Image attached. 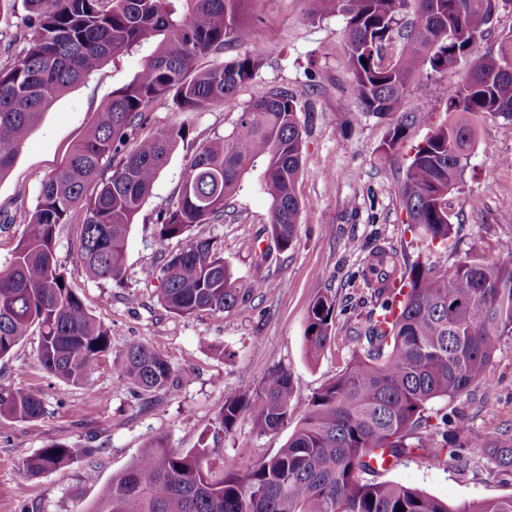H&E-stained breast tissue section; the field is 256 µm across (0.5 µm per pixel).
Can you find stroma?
<instances>
[{
    "label": "stroma",
    "mask_w": 512,
    "mask_h": 512,
    "mask_svg": "<svg viewBox=\"0 0 512 512\" xmlns=\"http://www.w3.org/2000/svg\"><path fill=\"white\" fill-rule=\"evenodd\" d=\"M307 0H251L231 60L260 51L264 64L234 99L194 114L193 128L179 142L144 203L127 242L122 283L97 280L77 264L82 213H74L57 239V258L68 283L88 312L112 336V352L93 376L94 396L84 388L46 373L36 358L37 335H29L10 356L0 359V384L36 393L44 405L32 422L0 419V512H92L112 476L125 469L153 437H166L179 449L207 447L213 474L231 461H257L275 455L292 432L283 427L258 433L241 419L232 433L219 432L217 416L226 398L245 386H258L268 370L281 367L294 382L293 408L303 414L312 394L336 377L364 342L358 334L375 304L360 271L381 245L399 259L416 260L420 250L406 225L400 179L415 148L448 119L449 81L466 76L459 62L452 76L421 67L401 103L418 113L395 153H386L394 116L364 112L346 65L345 20L329 14L310 19ZM25 0H0V68L27 48ZM143 54L105 64L45 112L9 174L0 180V217L33 209L42 182L67 156L114 89L139 70ZM288 89L297 101L303 130L301 174L296 193L301 209L293 246L279 250L269 232V202L256 175L247 176L226 208L223 221L194 226L197 238H213L235 277L256 284L250 299L221 314L178 316L157 298L151 272L159 264L154 244L156 217L177 199L187 164L213 134L229 133L254 97L271 87ZM512 121L489 116L480 124L465 162L463 180L449 195L452 213L463 216L447 246L434 249L431 262L449 265L472 258L495 259L502 242L512 240ZM336 298L335 336L318 360H310L305 327L318 295ZM148 343L164 354L175 382L150 402L134 398L118 379L126 346ZM492 388L476 387L448 400L436 399L426 413L434 419L455 412L475 431L512 437V340L501 344L490 367ZM94 449L78 462L31 477L22 460L51 443ZM95 479H88V468ZM379 482L417 488L451 503L512 494V472L484 449H469L465 461L448 466L418 451L375 473Z\"/></svg>",
    "instance_id": "stroma-1"
}]
</instances>
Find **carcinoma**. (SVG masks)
Masks as SVG:
<instances>
[{"label": "carcinoma", "instance_id": "1", "mask_svg": "<svg viewBox=\"0 0 512 512\" xmlns=\"http://www.w3.org/2000/svg\"><path fill=\"white\" fill-rule=\"evenodd\" d=\"M27 0L32 32L24 54L0 68V180L10 172L44 111L106 62L146 46L152 48L134 77L112 91L66 161L42 183L33 211L9 264L0 269V359L39 331L37 360L46 372L86 386L112 353L107 328L87 312L69 287L56 257L60 226L84 214L78 261L92 278L123 280L132 224L190 126L182 123L148 137L136 136L145 112L169 98L184 112L230 100L254 78L260 55L246 51L227 63L204 67L202 58L233 46L250 0ZM309 15L344 17L347 65L366 112L386 115L406 95L409 82L427 65L451 73L460 58L464 81L448 85L447 123L416 147L406 166L400 199L408 228L421 248L447 244L454 232L449 192L458 188L463 160L485 116L512 120V31L497 49L478 41L512 0H415L405 26V44L394 59L393 40L410 0H309ZM467 54H462L465 47ZM295 97L270 88L240 113L232 131L200 146L182 177L178 199L157 215L155 243L164 253L152 276L158 300L169 312L188 316L222 313L247 301L257 286H245L211 239H190L197 224L224 218V207L243 177L258 172L270 202V234L282 251L297 237L303 132ZM417 113L403 112L393 124L386 151L402 141ZM108 161L110 175L102 174ZM98 190L89 195L88 184ZM185 247L165 253L168 242ZM503 260L472 259L441 267L416 260L398 269L396 252L380 248L362 272L397 277V292L374 289L379 311L364 331V352L311 396L283 448L273 457L226 465L210 473L206 447L187 451L149 440L112 482L92 512H512V495L449 505L414 488L375 482L372 461L424 450L459 463L467 449L484 448L502 467H512V442L490 440L458 414L430 425L427 405L453 400L473 387L491 384L490 365L500 344L512 339V246ZM336 300L313 301L305 329L315 358L331 342ZM172 366L148 344L130 343L120 377L135 392L156 393L172 380ZM293 381L271 369L261 385L224 401L217 424L230 433L249 415L260 433L273 432L293 414ZM43 414L37 394L0 385V418L34 421ZM95 449L53 443L23 462L39 476L87 460Z\"/></svg>", "mask_w": 512, "mask_h": 512}]
</instances>
